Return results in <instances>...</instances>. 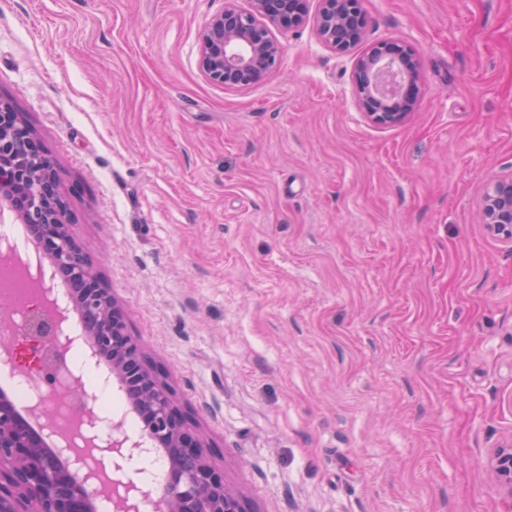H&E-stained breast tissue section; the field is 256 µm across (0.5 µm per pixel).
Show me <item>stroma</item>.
<instances>
[{
    "mask_svg": "<svg viewBox=\"0 0 512 512\" xmlns=\"http://www.w3.org/2000/svg\"><path fill=\"white\" fill-rule=\"evenodd\" d=\"M224 0H0V97L55 160L78 242L252 512H512V0H365L346 53L277 32L269 78L205 76ZM411 47L414 111L358 109ZM358 107L377 126L404 123L420 89L419 62L413 50L396 41L374 44L354 67ZM483 229L512 244V173L494 180L482 199ZM489 465L499 479L512 490V440L494 451Z\"/></svg>",
    "mask_w": 512,
    "mask_h": 512,
    "instance_id": "obj_1",
    "label": "stroma"
}]
</instances>
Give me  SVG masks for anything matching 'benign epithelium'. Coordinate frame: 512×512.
Returning a JSON list of instances; mask_svg holds the SVG:
<instances>
[{
	"mask_svg": "<svg viewBox=\"0 0 512 512\" xmlns=\"http://www.w3.org/2000/svg\"><path fill=\"white\" fill-rule=\"evenodd\" d=\"M252 10L224 0V10L211 16L199 32L202 68L206 77L227 87L263 83L281 60L276 30L299 28L309 19L308 0H251ZM313 19L318 38L338 52L363 40L366 32L364 0H319ZM358 107L377 126L404 123L420 89L419 62L413 50L396 41L374 44L354 67ZM34 131L22 113L0 97V217L10 212L23 224H36L34 238L56 264L69 271L79 285L80 307L91 311L88 339L100 354L111 357L113 375L121 385L142 392L137 405L143 431L166 448H182L194 457L190 465L170 460L164 484L165 512H250L240 495L224 483V475L209 462L213 448L195 433L182 415L174 392L148 364L129 334L121 307L112 291L86 264L73 223L62 204L61 181L49 156L30 155ZM483 229L512 244V174L494 180L482 199ZM21 334L32 338L42 361L57 365L65 352L59 322L35 307ZM78 376L67 374L63 386L76 394L86 415L87 456L95 467L78 461L61 462L46 439L62 434L48 431L44 418L58 396V384L47 376L48 390L26 410L0 391V512H94L93 501L111 489L113 512H141L149 499L131 462L144 452L142 442L112 425V437L100 441L93 434L100 417L94 411ZM499 479L512 490V441L500 446L489 460Z\"/></svg>",
	"mask_w": 512,
	"mask_h": 512,
	"instance_id": "7a95c632",
	"label": "benign epithelium"
}]
</instances>
